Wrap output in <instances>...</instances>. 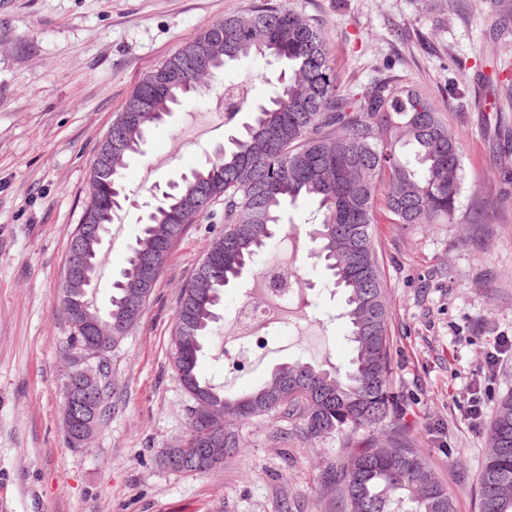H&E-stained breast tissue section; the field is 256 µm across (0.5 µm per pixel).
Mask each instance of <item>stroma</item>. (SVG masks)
<instances>
[{
	"instance_id": "stroma-1",
	"label": "stroma",
	"mask_w": 512,
	"mask_h": 512,
	"mask_svg": "<svg viewBox=\"0 0 512 512\" xmlns=\"http://www.w3.org/2000/svg\"><path fill=\"white\" fill-rule=\"evenodd\" d=\"M251 0H0V512H337L322 473L346 454L334 436H301L276 416L233 422L241 450L200 474L175 473L162 448L188 431L192 400L172 364L181 288L222 224L193 225L174 246L139 322L101 358L110 413L88 447H72L62 417L70 329L60 296L70 238L80 222L92 161L142 77L208 24ZM326 33L345 85L384 77L425 91L459 140L463 185L452 224L374 226L391 313L392 388L408 400L417 447L453 494L477 512V477L497 401L512 393V358L486 356L512 337V0H288ZM274 67H225L211 95L179 106L125 171L118 235L100 248L90 299L107 311L156 186L200 166L224 140L208 114L225 86L249 81L255 100ZM302 202L286 233L300 300V335L234 359L221 321L202 374L241 394L277 364L301 357L343 366L351 357L344 297L309 255ZM488 212L486 224L473 216ZM478 388L484 419L467 420Z\"/></svg>"
}]
</instances>
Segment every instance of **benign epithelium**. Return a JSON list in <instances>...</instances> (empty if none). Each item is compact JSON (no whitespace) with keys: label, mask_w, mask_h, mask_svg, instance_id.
Returning a JSON list of instances; mask_svg holds the SVG:
<instances>
[{"label":"benign epithelium","mask_w":512,"mask_h":512,"mask_svg":"<svg viewBox=\"0 0 512 512\" xmlns=\"http://www.w3.org/2000/svg\"><path fill=\"white\" fill-rule=\"evenodd\" d=\"M83 232L74 234L69 242V259L66 264L65 283L74 288L84 286L86 277L83 275ZM67 320L70 325L93 338L94 328L97 326L98 317L87 310H76L69 303L63 305ZM81 383L76 398H67L63 409V419L66 433L70 443L81 448L95 431L99 414L98 392L103 380L101 367L79 370ZM200 424L208 426L209 437L200 448H181L174 443L161 450V459L169 465H176L190 460L189 467L193 471L211 470L224 462V438L220 431V419L216 418L203 405L198 404L191 415V425Z\"/></svg>","instance_id":"7a95c632"}]
</instances>
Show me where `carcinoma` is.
Wrapping results in <instances>:
<instances>
[{
  "mask_svg": "<svg viewBox=\"0 0 512 512\" xmlns=\"http://www.w3.org/2000/svg\"><path fill=\"white\" fill-rule=\"evenodd\" d=\"M244 59L280 64L272 95L260 104L248 86L228 87L235 111L251 112L243 131L199 167L180 174L140 225L122 278L112 286L103 322L132 317L135 325L171 255L191 224L220 205L224 232L180 292L175 313L174 370L192 398L222 415L248 420L279 414L307 436L334 434L349 446L343 462L325 470L323 485L339 512H455L452 496L415 448L405 405L393 391L391 316L374 246L378 200L395 224H452L462 188L457 137L427 93L378 80L342 87L328 39L285 0H253L243 14L209 24L151 70L112 123V152L98 149L81 226L92 276L100 239L124 198L131 159L183 100L203 96L224 67ZM315 205L311 255L344 295L352 357L322 369L297 359L275 367L256 389L236 396L205 378L199 360L224 310V290L258 266L288 208ZM294 381L297 396L282 397ZM389 435L390 449L355 441L359 431ZM478 512H512V394L495 405L478 475Z\"/></svg>",
  "mask_w": 512,
  "mask_h": 512,
  "instance_id": "carcinoma-1",
  "label": "carcinoma"
}]
</instances>
